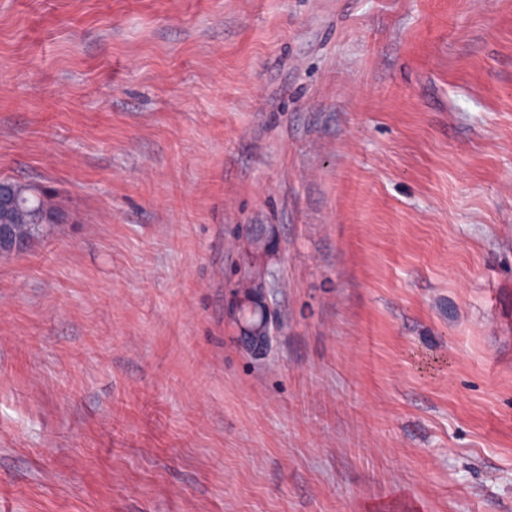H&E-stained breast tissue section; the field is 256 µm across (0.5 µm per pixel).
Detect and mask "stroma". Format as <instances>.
<instances>
[{
	"instance_id": "stroma-1",
	"label": "stroma",
	"mask_w": 512,
	"mask_h": 512,
	"mask_svg": "<svg viewBox=\"0 0 512 512\" xmlns=\"http://www.w3.org/2000/svg\"><path fill=\"white\" fill-rule=\"evenodd\" d=\"M2 177L0 512H512V0H0ZM0 188L9 190L19 201V208L13 209L9 220L0 211V253L1 245L9 254L24 252L28 246L44 237L50 230L51 224L57 219L56 208L50 194L39 185L21 183L8 178L0 179ZM24 235L29 236L30 242L18 231L16 225ZM252 284L247 279H237L232 289L235 313L230 317L233 322L238 318L245 326H256L260 320V309L265 296L260 291H252ZM265 323L256 331L242 333L238 337V341L241 343L243 348L250 351L251 353L260 354L266 351L271 342V332Z\"/></svg>"
}]
</instances>
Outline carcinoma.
I'll return each mask as SVG.
<instances>
[{
	"label": "carcinoma",
	"instance_id": "carcinoma-1",
	"mask_svg": "<svg viewBox=\"0 0 512 512\" xmlns=\"http://www.w3.org/2000/svg\"><path fill=\"white\" fill-rule=\"evenodd\" d=\"M0 188L10 191L19 201V208L12 211L10 219H5L0 211V223L18 224L23 234L34 242L44 237L56 222V208L50 194L32 183H21L8 178L0 179ZM235 313L232 319L246 326H256L260 320V309L265 296L252 290V284L246 279H237L232 289Z\"/></svg>",
	"mask_w": 512,
	"mask_h": 512
}]
</instances>
